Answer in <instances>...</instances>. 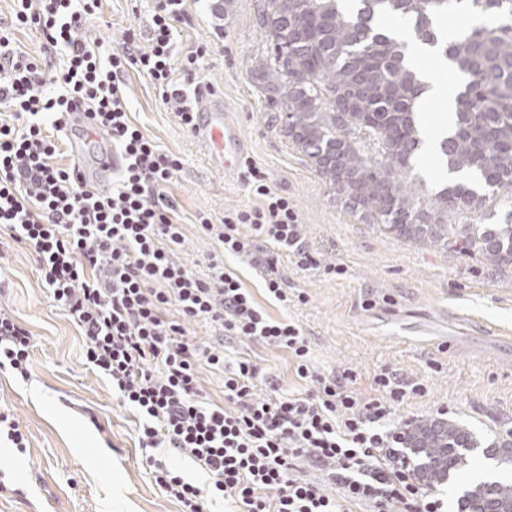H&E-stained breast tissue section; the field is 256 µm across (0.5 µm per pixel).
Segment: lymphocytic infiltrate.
Segmentation results:
<instances>
[{"label":"lymphocytic infiltrate","mask_w":512,"mask_h":512,"mask_svg":"<svg viewBox=\"0 0 512 512\" xmlns=\"http://www.w3.org/2000/svg\"><path fill=\"white\" fill-rule=\"evenodd\" d=\"M14 27L35 30L44 58L15 46L14 27L0 26V233L36 255L42 283L82 336L86 359L112 394L140 417L139 444L156 485L180 512H210L230 499L241 512H441L442 504L414 480L399 450L405 432L389 427L405 390L387 370L374 378L376 396L361 397L345 376L312 370L301 328L271 318L235 270L211 263L200 276L179 261L185 242L180 208L168 185L181 168L133 122L127 76L147 77L179 126L195 125L194 85L206 54L177 55L175 36L188 24L185 0H155L147 48L127 34L122 49L102 54L99 40L82 36L101 0H12ZM84 105L121 159L112 188L88 190L74 166L60 162L59 135L75 105ZM242 179L260 203L200 231L225 254L262 269L269 297L284 302L281 277L268 273L267 248L285 253L299 270L321 266L304 241L287 195L267 184L265 171L246 164ZM204 320L224 339H248L287 352L307 392L279 394L272 376L245 356L226 365L223 346L190 339ZM31 332L0 307V368L31 375ZM224 373V401L206 400L201 366ZM267 394H258V386ZM187 458L209 476L207 487L186 478L156 449ZM326 482L300 477V462ZM335 492H328L327 484Z\"/></svg>","instance_id":"f902f5d3"}]
</instances>
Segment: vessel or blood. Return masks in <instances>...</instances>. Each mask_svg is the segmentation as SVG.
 Listing matches in <instances>:
<instances>
[{
  "instance_id": "vessel-or-blood-1",
  "label": "vessel or blood",
  "mask_w": 512,
  "mask_h": 512,
  "mask_svg": "<svg viewBox=\"0 0 512 512\" xmlns=\"http://www.w3.org/2000/svg\"><path fill=\"white\" fill-rule=\"evenodd\" d=\"M196 126L193 131L202 146L208 165L215 171L230 174L237 170L246 145L237 124L224 111V100L213 91L198 94ZM89 113L75 109L69 116L68 137L76 171L92 190L104 187L120 166L106 137L93 133Z\"/></svg>"
}]
</instances>
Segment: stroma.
<instances>
[{"instance_id": "1", "label": "stroma", "mask_w": 512, "mask_h": 512, "mask_svg": "<svg viewBox=\"0 0 512 512\" xmlns=\"http://www.w3.org/2000/svg\"><path fill=\"white\" fill-rule=\"evenodd\" d=\"M261 5L187 0L190 22L176 37V51L207 47L200 76L223 97L248 144L246 160L266 171L272 190L292 200L305 243L322 267L336 262L346 273L327 275L322 267L303 272L279 256L275 268L289 295L279 303L265 296L247 260L222 258L194 225L186 227L179 257L200 275L219 258L236 268L272 317L301 326L317 373H350L353 388L367 398L383 369L421 385L396 406L393 422L433 419L444 408L449 419L469 428L481 449L471 454L467 471L437 489L445 512H457L470 480L512 477L511 468L482 452L512 431V272L397 238L346 209L289 140L250 71L251 61L266 52ZM153 7V0H102L84 32L101 39L106 53L121 49L131 32L147 46ZM127 86L135 123L182 162L168 190L184 217L202 210L217 224L229 212L258 204L240 176L207 165L194 135L178 126L147 79L129 72ZM299 294L306 303L296 302ZM0 305L32 334L30 379L0 370V413L13 417L27 437L23 452L0 438V480L10 487L0 495V512H179L149 473L136 412L119 406L107 378L87 364L82 338L49 299L30 249L6 236L0 238ZM242 353L276 375L280 393L301 390L286 352L237 342L227 347V362Z\"/></svg>"}]
</instances>
